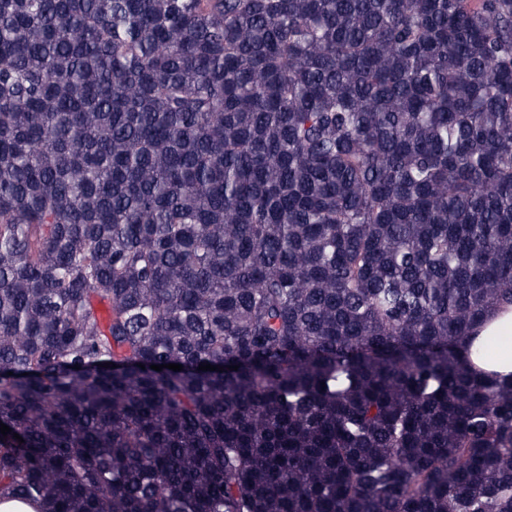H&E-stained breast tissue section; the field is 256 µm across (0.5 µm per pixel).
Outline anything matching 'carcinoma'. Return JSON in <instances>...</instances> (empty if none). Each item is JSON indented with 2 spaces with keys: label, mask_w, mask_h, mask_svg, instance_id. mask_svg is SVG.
<instances>
[{
  "label": "carcinoma",
  "mask_w": 512,
  "mask_h": 512,
  "mask_svg": "<svg viewBox=\"0 0 512 512\" xmlns=\"http://www.w3.org/2000/svg\"><path fill=\"white\" fill-rule=\"evenodd\" d=\"M502 304L512 0H0V495L512 512ZM507 332L509 336L512 335V308H495L487 315L478 335L471 336L466 342L463 355L471 371L511 378L512 348L508 354L499 359L491 360L483 355V345L488 336Z\"/></svg>",
  "instance_id": "cac0c4a2"
}]
</instances>
